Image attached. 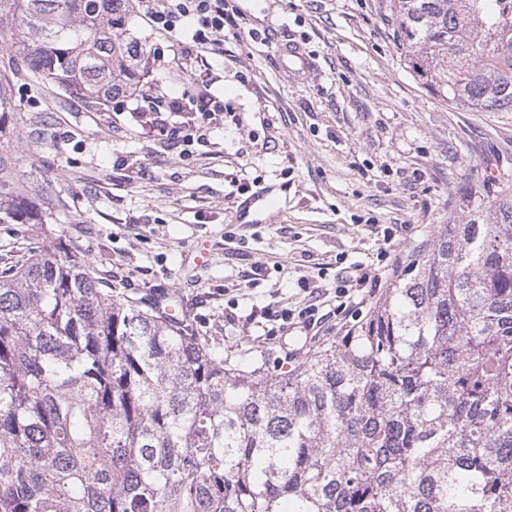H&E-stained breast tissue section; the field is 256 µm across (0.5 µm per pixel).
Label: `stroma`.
I'll return each instance as SVG.
<instances>
[{"label":"stroma","mask_w":512,"mask_h":512,"mask_svg":"<svg viewBox=\"0 0 512 512\" xmlns=\"http://www.w3.org/2000/svg\"><path fill=\"white\" fill-rule=\"evenodd\" d=\"M388 0H229L215 50L173 46L143 4L126 27L146 48L145 84L182 98L170 124L189 128L196 75L224 109L190 156L163 150L141 97L93 105L18 74L7 146L17 181L55 233L73 239L102 287L176 295L199 335L226 353L285 372L345 335L342 280L390 281L382 250L407 259L462 216L461 188L512 173V112L443 101L413 71ZM295 41L315 69L284 75ZM268 190L281 211L239 224ZM391 243H384V233ZM28 224L0 223V268L44 246ZM319 308L306 328L299 313Z\"/></svg>","instance_id":"35a3bbf8"}]
</instances>
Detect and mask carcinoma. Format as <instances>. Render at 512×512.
Instances as JSON below:
<instances>
[{"instance_id":"obj_1","label":"carcinoma","mask_w":512,"mask_h":512,"mask_svg":"<svg viewBox=\"0 0 512 512\" xmlns=\"http://www.w3.org/2000/svg\"><path fill=\"white\" fill-rule=\"evenodd\" d=\"M133 0H0L25 70L141 91ZM443 100L512 112V0H393ZM0 78V136L11 105ZM0 152V222L40 221ZM355 329L292 373L242 364L55 240L0 270V512H512V193L463 187Z\"/></svg>"}]
</instances>
